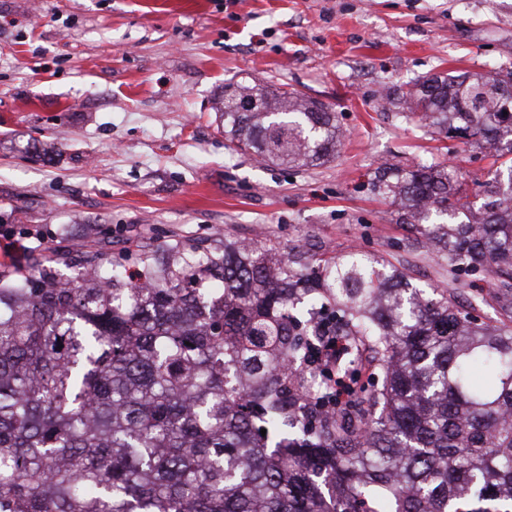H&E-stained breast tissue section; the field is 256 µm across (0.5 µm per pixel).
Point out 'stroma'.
Returning <instances> with one entry per match:
<instances>
[{
    "mask_svg": "<svg viewBox=\"0 0 512 512\" xmlns=\"http://www.w3.org/2000/svg\"><path fill=\"white\" fill-rule=\"evenodd\" d=\"M450 71L512 72V0H0V271L73 242L135 268L142 246L229 234L394 256L480 320L512 317L496 278L427 257L380 168L455 165L467 201L494 159L407 116L401 96ZM333 108L336 155L274 166L224 146L228 82Z\"/></svg>",
    "mask_w": 512,
    "mask_h": 512,
    "instance_id": "stroma-1",
    "label": "stroma"
}]
</instances>
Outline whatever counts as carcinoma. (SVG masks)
<instances>
[{"mask_svg": "<svg viewBox=\"0 0 512 512\" xmlns=\"http://www.w3.org/2000/svg\"><path fill=\"white\" fill-rule=\"evenodd\" d=\"M409 101L506 171L464 220L448 165L389 168L378 187L450 273L507 276L506 300L512 72L427 76ZM219 103L237 152L291 167L336 155L328 105L241 82ZM140 263L127 276L74 245L0 273V512H512V320L479 323L448 289L357 250L226 235ZM326 335L347 342L335 374L363 359L381 383L343 403L312 386Z\"/></svg>", "mask_w": 512, "mask_h": 512, "instance_id": "1", "label": "carcinoma"}]
</instances>
